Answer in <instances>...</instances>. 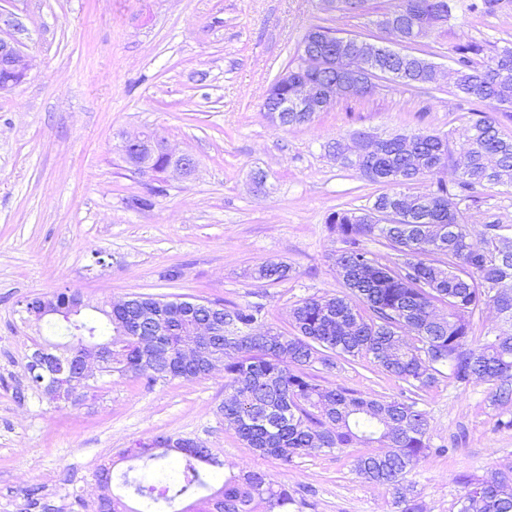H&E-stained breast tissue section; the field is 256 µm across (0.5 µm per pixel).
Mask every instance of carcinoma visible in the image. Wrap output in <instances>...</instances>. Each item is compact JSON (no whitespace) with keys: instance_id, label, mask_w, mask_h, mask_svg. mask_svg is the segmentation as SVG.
<instances>
[{"instance_id":"obj_1","label":"carcinoma","mask_w":512,"mask_h":512,"mask_svg":"<svg viewBox=\"0 0 512 512\" xmlns=\"http://www.w3.org/2000/svg\"><path fill=\"white\" fill-rule=\"evenodd\" d=\"M454 0H396L381 13L382 23L400 19L392 27L408 51L384 59L380 72L406 88L440 85L423 39L452 17ZM499 0L472 4L475 17L496 15ZM326 13L364 17L377 12L371 0H322ZM376 35H341L315 25L300 43L322 57L336 49V71L347 68L363 45ZM484 46L471 43L456 49L459 70L455 91L473 105L472 117L461 133L458 149L468 157L459 183L463 192L485 187H512V137L504 133L499 112L512 111V46L484 59ZM295 80L324 89L331 70L318 61L304 66L298 55L284 74L272 82L263 104L273 111L290 93ZM312 112H289L279 124L312 122ZM406 136L374 138L370 143H347L340 137L326 145L336 163L351 168L383 191L360 211L340 210L329 216L330 229L344 244L333 254L347 293L302 300L293 308L292 331L264 326L262 309L226 307L218 301L165 300L135 295L112 310L101 309L105 322L67 317L73 341L37 347L27 364L32 386L56 401L49 359H73L79 344L94 341L106 350L101 373H117L149 382L171 378L196 379L203 371L181 365L184 348L198 325L210 323L213 334L200 340L207 356L224 365L231 389L219 407L240 439L262 456L284 463L309 448L334 449L383 443L384 454L366 453L357 459V472L370 482L397 492L400 512H420L400 487L407 474L428 454L427 417L417 402L387 400L356 393L342 386L320 383L307 369L334 366L341 357L352 363L368 359L415 391L431 387L443 376L460 385L473 381L497 384L495 397L512 401V225L487 224L481 240L472 239L459 194L439 182L436 189L413 192L415 214L396 212V193L456 162L450 135L420 132L410 153ZM354 150L364 152L350 161ZM374 239L395 252L396 259L364 247ZM291 267L268 261L253 277L274 284L288 279ZM448 312L436 313L437 306ZM484 305L503 315L508 327L494 337L476 340L471 317ZM414 336L407 343L404 334ZM143 462L117 477V488L147 506L173 507L174 512H288L294 498L288 487L275 484L261 471L224 477L215 485L224 462L203 443L159 435L131 452ZM466 492L459 512H512V471L489 480L463 478ZM117 493L104 497L97 512H144Z\"/></svg>"}]
</instances>
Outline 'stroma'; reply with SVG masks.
I'll return each mask as SVG.
<instances>
[{
	"label": "stroma",
	"instance_id": "35a3bbf8",
	"mask_svg": "<svg viewBox=\"0 0 512 512\" xmlns=\"http://www.w3.org/2000/svg\"><path fill=\"white\" fill-rule=\"evenodd\" d=\"M473 0H456L433 34V62L451 67L457 46L512 41V0L475 24ZM24 31L28 79L0 93V512H32L37 491L51 512H96L101 469L125 468L126 449L159 434L212 449L225 473L265 472L287 485L290 512H398L386 486L356 471L358 449L319 450L291 463L246 447L218 413L223 372L153 385L119 375L97 380L69 403L32 389L26 365L36 345L62 336L30 320L27 299L79 292L83 315L134 294L205 298L261 307L285 329L313 295L345 287L330 256L341 243L328 216L371 205L376 192L326 156L336 136L461 133L471 102L451 84L382 87L369 101L346 97L313 122L284 127L263 103L274 77L313 25L364 33L367 18L324 13L321 0H0ZM153 131L195 169L158 182L129 173L124 136ZM265 174L256 186L257 174ZM152 195L149 210L132 208ZM473 239L512 224V189H476L460 203ZM284 261L291 277L269 285L250 271ZM178 278H167L171 267ZM321 383L371 396L417 400L429 454L407 475L422 512H458L461 476L512 468V403L493 384L443 378L412 396L373 363L316 366Z\"/></svg>",
	"mask_w": 512,
	"mask_h": 512
}]
</instances>
